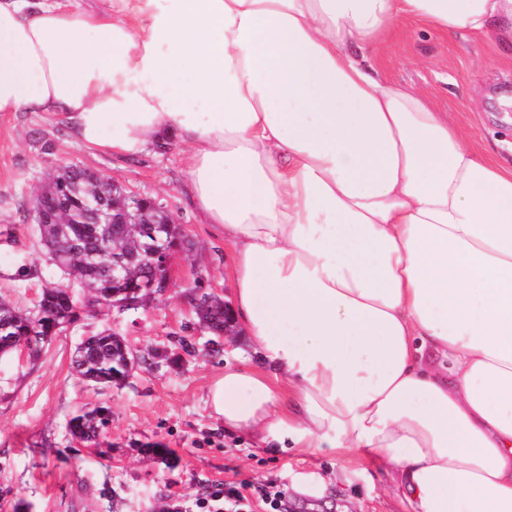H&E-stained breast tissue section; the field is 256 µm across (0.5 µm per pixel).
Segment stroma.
<instances>
[{
    "instance_id": "stroma-1",
    "label": "stroma",
    "mask_w": 512,
    "mask_h": 512,
    "mask_svg": "<svg viewBox=\"0 0 512 512\" xmlns=\"http://www.w3.org/2000/svg\"><path fill=\"white\" fill-rule=\"evenodd\" d=\"M376 60L388 80L423 92L474 143L512 164V60L471 34L445 35L408 23ZM77 165L153 199L174 215L192 244L177 253L173 286L135 310L81 317L38 356L0 355V492L7 507L30 512H165L179 495L198 512L211 482L273 484L292 512H404L394 470L346 451L281 452L226 435L206 403L225 363L250 357V339L213 352L191 299L194 283L232 298V248L200 223L185 191V147L178 139L134 156L90 150L63 121L45 113L0 115V298L33 309L47 282L58 280L39 244L32 196L58 167ZM29 276H21V268ZM112 329L137 359L122 383L101 388L81 380L71 357L82 337ZM106 406L112 422L99 446L74 439L67 424L87 407Z\"/></svg>"
}]
</instances>
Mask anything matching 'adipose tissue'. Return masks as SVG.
Listing matches in <instances>:
<instances>
[{
    "instance_id": "adipose-tissue-1",
    "label": "adipose tissue",
    "mask_w": 512,
    "mask_h": 512,
    "mask_svg": "<svg viewBox=\"0 0 512 512\" xmlns=\"http://www.w3.org/2000/svg\"><path fill=\"white\" fill-rule=\"evenodd\" d=\"M512 45V0H0V113L173 134L264 369L226 432L373 455L406 512H512V166L371 57L403 21Z\"/></svg>"
}]
</instances>
